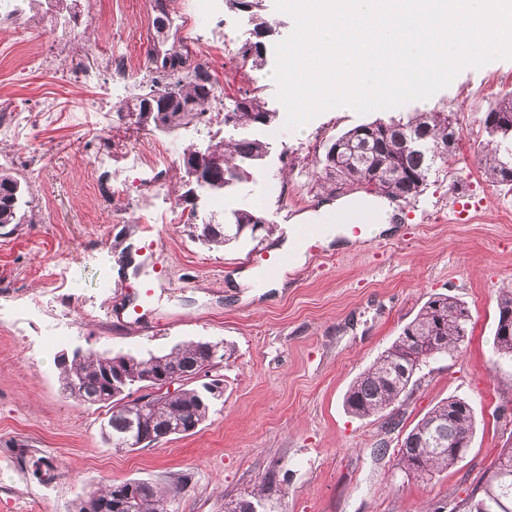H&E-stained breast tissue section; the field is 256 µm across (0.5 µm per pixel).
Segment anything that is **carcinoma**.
<instances>
[{
  "mask_svg": "<svg viewBox=\"0 0 512 512\" xmlns=\"http://www.w3.org/2000/svg\"><path fill=\"white\" fill-rule=\"evenodd\" d=\"M231 8L245 15L253 24L255 40L241 47L240 60L256 66L263 61L264 38L273 27L263 16L262 0H229ZM185 59L181 66L148 67V79L142 92L127 102L138 123L172 132L189 124L209 121L207 107L216 100V81L209 66L180 51ZM163 93L165 106L149 107L141 97ZM275 113L269 111L256 91H245L224 112V126L234 130H250L269 125ZM483 126L487 139L479 154V162L487 177L499 185H512V90L499 95L484 113ZM417 133L421 140L416 149L402 142L405 133ZM461 127L452 112H411L407 119H376L356 126L338 136L327 149L321 164V188L340 193L352 188H367L392 200L416 198L427 185L432 172L448 165V158L460 140ZM220 154L224 159L220 172L203 173L194 179L195 189L207 195L224 193V189L243 179L247 170L262 160L267 152L263 141L242 136L211 139L206 147H190L183 155L184 172L203 151ZM24 200L20 178L0 169V226L19 224ZM261 219L255 211L240 208L232 212L231 222H204L195 227L196 237L211 246H224L236 239L240 224H255ZM512 313V289H500L493 350L497 357L512 362V336H502L503 314ZM471 324V313L464 302L448 295H432L399 336L349 387L344 396L348 413L367 419L385 416V425L395 421L387 410L402 402L415 375L432 361L431 351L441 345L449 356L460 354L465 347ZM209 342L192 341L174 346L169 352L138 357L110 352L87 351L80 357L60 359L64 390L74 399L90 405L107 407L101 421V438L107 445L124 435L128 418L113 399L112 361L120 359L128 387L156 385L157 378L178 368L184 380L195 379V369L231 355L221 347L217 360H212ZM220 380L199 386L184 387L175 393L156 397L155 415L187 435L208 419L214 402L221 393L213 392ZM474 412L460 398L448 397L428 411L403 438L398 450V468L407 476L430 479L457 463L454 445L473 439ZM180 493V488L159 489L149 482H108L80 496L75 512H169L167 504ZM268 482L263 481L251 492V498L236 501L240 512H254L252 506L265 502ZM452 512H512V448H503L481 480L480 495L471 496L452 507Z\"/></svg>",
  "mask_w": 512,
  "mask_h": 512,
  "instance_id": "1",
  "label": "carcinoma"
}]
</instances>
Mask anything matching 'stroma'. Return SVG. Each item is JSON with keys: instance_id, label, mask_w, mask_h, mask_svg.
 Masks as SVG:
<instances>
[{"instance_id": "stroma-1", "label": "stroma", "mask_w": 512, "mask_h": 512, "mask_svg": "<svg viewBox=\"0 0 512 512\" xmlns=\"http://www.w3.org/2000/svg\"><path fill=\"white\" fill-rule=\"evenodd\" d=\"M263 6L276 29L262 66L250 68L237 51L252 27L226 0H169L171 34L209 63L218 88L209 123L173 132L118 114L157 45L155 0H74L73 21L56 0H31L0 20V114L21 102L33 109L0 136V168L23 177L27 200L21 223L0 227V512H73L91 485L129 480L183 484L173 512H225L268 476V512H430L471 497L512 447V363L492 347L497 291L512 287V186L491 185L475 161L484 113L512 88V60L464 69L425 101L329 110L287 131L266 76L293 22L274 0ZM116 51L128 58L119 82ZM253 88L276 114L255 132L265 157L221 199L190 191L184 150L230 136L224 108ZM45 101L57 106L46 121ZM417 111L456 113L462 136L424 191L398 201L390 230L315 239L278 287L237 284L243 272L259 275L252 255L277 251L289 224L326 202L316 162L337 136ZM151 147L160 157L135 166ZM244 206L275 233L213 248L190 235V224ZM434 293L470 309L466 352L418 373L397 428L348 414L352 381ZM198 340L232 349L210 371L224 393L196 433L147 448L106 445L104 409L67 397L59 381L64 349L145 356ZM453 396L474 411L471 449L430 481L406 476L396 465L403 438Z\"/></svg>"}]
</instances>
